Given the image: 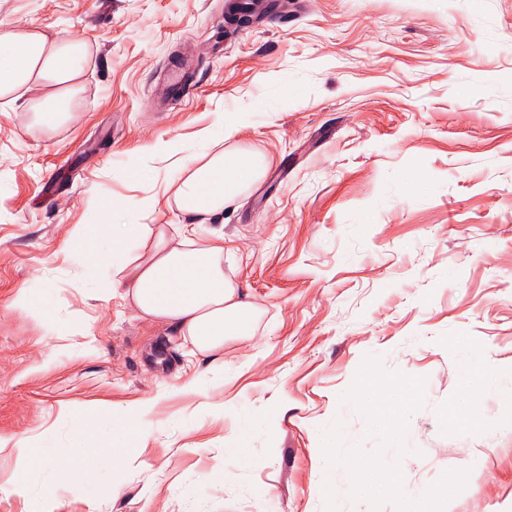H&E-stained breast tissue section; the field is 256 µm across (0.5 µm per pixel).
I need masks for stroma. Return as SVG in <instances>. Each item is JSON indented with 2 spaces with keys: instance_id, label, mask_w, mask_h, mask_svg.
Returning <instances> with one entry per match:
<instances>
[{
  "instance_id": "stroma-1",
  "label": "stroma",
  "mask_w": 512,
  "mask_h": 512,
  "mask_svg": "<svg viewBox=\"0 0 512 512\" xmlns=\"http://www.w3.org/2000/svg\"><path fill=\"white\" fill-rule=\"evenodd\" d=\"M287 2L242 25L224 0H0V22L56 27L93 55L63 125L0 111V512H398L350 494L360 461L396 466L412 493L465 471L436 512H512V0ZM174 65L180 101L162 95ZM243 110L225 147L262 154L263 177L196 229L165 196L140 218L224 237V275L260 318L214 370L123 289L103 299L66 241L84 224L106 243L90 198L125 222L168 176L158 142L201 153ZM23 289L54 293L58 322L17 306ZM469 349L501 384L462 429L445 412ZM364 372L419 381L402 447L352 401ZM141 404L118 500L63 488L47 504L46 472L16 487L20 443L46 431L64 448L69 411Z\"/></svg>"
}]
</instances>
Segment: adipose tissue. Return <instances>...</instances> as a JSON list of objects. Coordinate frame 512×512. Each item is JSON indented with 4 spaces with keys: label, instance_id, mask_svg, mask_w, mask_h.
Masks as SVG:
<instances>
[{
    "label": "adipose tissue",
    "instance_id": "1",
    "mask_svg": "<svg viewBox=\"0 0 512 512\" xmlns=\"http://www.w3.org/2000/svg\"><path fill=\"white\" fill-rule=\"evenodd\" d=\"M90 62L89 47L82 39L63 31L44 28L0 30V100L5 105L24 102L36 123L53 129L66 123L83 91L80 78ZM238 130L229 122L219 137L209 139L198 163H191L183 146L162 144L159 154L167 161L175 180L165 181L177 209L193 224L203 225L224 210L226 202L244 192L264 172L266 161L256 152L224 151V141ZM70 253L104 274V294L122 287L140 317L166 325L189 339L193 348L216 369L224 366L228 341L253 336L259 309L240 299L224 275V249L219 245L195 246L174 239L152 224H116L108 246L88 242L86 225H73L68 233ZM501 376L490 370L478 351L465 357L460 374V394L448 416L467 427L480 417V394L498 388ZM419 389L415 378L405 377L385 384L365 375L358 379L353 399L370 416L371 431L384 436L390 447L402 444L401 413L410 406ZM92 417L112 424V459L117 466L137 463L140 451L132 442L142 431L143 409L119 411L95 407ZM52 470V481L41 484L44 500H54L67 486L76 491L93 490L97 496L117 498L113 478L100 476L93 458L82 445L54 448L47 435L36 436L18 454L20 484H27L44 470ZM351 493L360 499L393 496L401 512H435L434 496L410 494L397 468L374 464L356 465Z\"/></svg>",
    "mask_w": 512,
    "mask_h": 512
}]
</instances>
